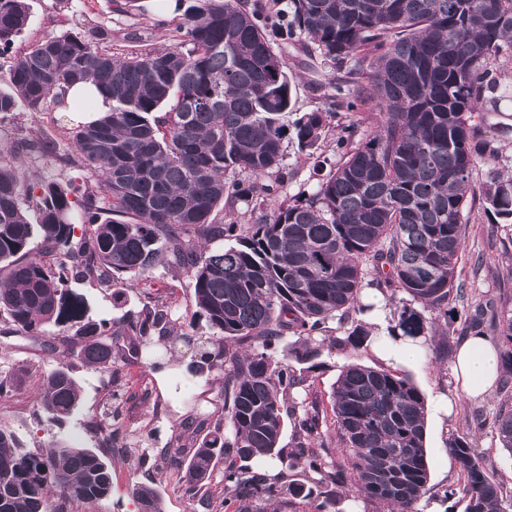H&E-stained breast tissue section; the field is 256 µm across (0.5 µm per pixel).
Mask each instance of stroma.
<instances>
[{
	"mask_svg": "<svg viewBox=\"0 0 512 512\" xmlns=\"http://www.w3.org/2000/svg\"><path fill=\"white\" fill-rule=\"evenodd\" d=\"M30 23L23 37L14 47L22 53L42 38L65 31L82 33L107 13L106 0H27ZM162 0H133L128 13L112 18V50L129 53L147 44L163 43L167 25L172 19ZM288 75L291 80V109L289 120H296L307 112L327 108L328 88L323 82L331 73L328 60L322 56L306 58L302 50L288 48L285 52ZM491 67L501 77L504 91L496 101L485 105L475 114L474 121L482 132L497 140L502 149L501 167L512 169V56L491 60ZM352 119L347 111H338L324 134L318 156L302 155L295 140H286L283 163L289 174L281 196L258 197L253 204H238L233 216L240 224L253 223L259 213L276 209L281 199L294 198L314 192L321 178L319 157H334L336 137L341 126ZM43 131L54 139L58 159H33L28 166L29 175L37 181L65 180L77 177L76 169L61 164L60 159L71 150V133L59 113L46 110L32 112L18 107L9 120L0 124V138L9 139ZM487 163L477 162L471 179L468 205L464 212L466 236L464 250L456 269V280L476 299L494 296L498 306L512 309V218L496 215L487 208L484 198ZM156 295L166 301L173 317L181 323L192 324L195 331L193 345L179 341L169 344L168 370H152L149 349L140 348L138 354L128 357L121 365V383L124 403L122 413L129 430L143 434L140 444L129 446L124 453L108 454L112 467V491L106 498L79 507L78 512H139L132 495L136 483L153 481L163 497L164 512H206L202 505L210 491L217 488L224 477L223 466H216L211 478L196 499L183 495L178 478L160 469V451L176 428L190 415H200L212 424L224 416V375L214 371L189 376L187 367L195 358L197 349L209 347L212 332L204 318L196 313L193 283L190 277L174 269L157 268L150 281ZM4 322L0 321V372L25 367L22 385L9 396L0 398V429L10 430L22 448L34 449L55 440L87 448L100 445L92 423L107 424L112 417L108 398L109 375L106 372L75 362L73 374L83 390L80 409L60 427L37 418L35 408L39 384L44 374L54 366L39 345L21 336L4 335ZM459 336H437L429 341L420 361L404 367L403 372L420 389L424 398L453 390L455 380L452 366L455 361ZM319 365L308 374L298 398L319 403L330 410V393L341 367L347 363L378 366L371 347H361L351 354L322 351ZM504 395L494 392L483 400L460 397L456 412L445 423L426 420V446L430 480L427 492L417 505L419 512H464V499L443 502L441 491L445 485L456 482L458 467L446 444L455 436L466 435L488 460L504 493L512 495V454L500 447L493 422ZM158 429V440L146 439L149 429Z\"/></svg>",
	"mask_w": 512,
	"mask_h": 512,
	"instance_id": "obj_1",
	"label": "stroma"
}]
</instances>
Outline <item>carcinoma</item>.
I'll return each mask as SVG.
<instances>
[{"label":"carcinoma","instance_id":"cac0c4a2","mask_svg":"<svg viewBox=\"0 0 512 512\" xmlns=\"http://www.w3.org/2000/svg\"><path fill=\"white\" fill-rule=\"evenodd\" d=\"M179 18L166 46L127 53L105 49L112 29L63 32L9 61L0 91V123L19 105L88 110L69 102L70 87L87 80L111 100L102 120L77 126L73 154L63 161L84 171L82 182L35 183L27 158H53L41 133L0 143V315L9 332L42 337L58 361L43 376L38 413L60 425L77 412L82 387L70 357L119 378L134 340L174 336L166 303L143 292L140 308L117 319L90 316L79 285L97 283L126 303L132 277L158 267L192 277L197 313L217 347L198 352L193 376L224 371V420L198 441L190 458L166 451L163 464L180 473L193 499L224 461L221 504L252 512L258 501L285 494L319 499L329 512V487L350 485L390 512H418L430 478L425 448L426 405L411 379L357 363L342 367L331 391L333 421L318 404L296 401L306 382L290 365L309 363L321 346L347 353L369 341L353 315L364 287L405 293L390 336L485 334L489 300L456 317L451 299L463 252L470 178L477 160L497 161L495 140L472 115L502 88L488 67L512 54V0H288L260 15L248 0H174ZM26 0H0V56L26 31ZM329 59L327 112L285 122L291 84L283 50ZM356 65H347L349 59ZM360 104L378 113L377 129L357 138L356 121L341 128L316 191L285 199L253 224L224 222V209L253 198L252 179L276 173L262 187L277 195L288 179L283 144L293 131L300 152L313 155L334 109ZM485 201L512 217V176L487 171ZM84 227L74 241L75 225ZM42 252L30 248L34 236ZM229 244H223V241ZM61 253L54 266L44 253ZM512 373V310L493 313ZM336 327H331V323ZM59 335H46L47 328ZM338 335H333V332ZM293 342H287V339ZM293 447L281 445L285 422ZM493 427L512 453V408L502 404ZM339 444L343 459L318 452ZM460 478L443 491L466 499V512H509L486 459L465 436L448 441ZM276 458L286 469L317 476L315 487L285 488L263 472ZM53 488L57 503L46 496ZM112 490V468L93 448L51 442L25 452L0 429V512H74ZM139 512H163L159 491L142 483Z\"/></svg>","mask_w":512,"mask_h":512}]
</instances>
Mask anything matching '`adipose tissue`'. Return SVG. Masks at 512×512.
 Returning <instances> with one entry per match:
<instances>
[{"mask_svg": "<svg viewBox=\"0 0 512 512\" xmlns=\"http://www.w3.org/2000/svg\"><path fill=\"white\" fill-rule=\"evenodd\" d=\"M366 296L368 302L373 305L369 318L381 331L373 344L376 358L392 367L416 362L425 353V339L421 337L391 339L386 334L389 321L381 293L377 289L370 288L367 289ZM500 370V349L496 342L485 335L463 336L459 342L453 366L460 392L456 395L445 392L436 394L432 402V413L435 418L440 421L448 419L454 411L459 396L481 398L490 395Z\"/></svg>", "mask_w": 512, "mask_h": 512, "instance_id": "ef3b65f1", "label": "adipose tissue"}]
</instances>
